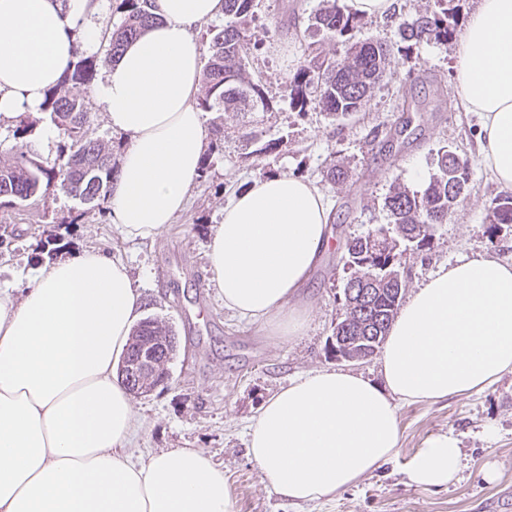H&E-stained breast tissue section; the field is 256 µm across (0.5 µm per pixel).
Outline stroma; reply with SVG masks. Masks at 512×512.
I'll return each instance as SVG.
<instances>
[{"instance_id":"35a3bbf8","label":"stroma","mask_w":512,"mask_h":512,"mask_svg":"<svg viewBox=\"0 0 512 512\" xmlns=\"http://www.w3.org/2000/svg\"><path fill=\"white\" fill-rule=\"evenodd\" d=\"M322 0H261L258 19L247 30L261 50L249 70L269 98L266 112H227L224 145L205 151L210 167L196 179L189 204L152 241L125 239L96 208L48 188L12 208L0 209V226L16 235L11 249H0V286L26 287L40 240L56 236L60 256L96 250L119 257L129 267L144 316L173 324L178 358L167 387L134 398L141 428L130 450L147 460L171 448H197L224 467L233 512H512V372L480 393L399 408L396 456L328 501L294 506L262 479L246 454L248 426L260 405L289 381L316 369L339 368L328 351L343 312L346 237L387 221L383 207L393 185L411 186L410 173L432 174L435 151L448 146L470 162L467 194L447 223L437 225L426 254L406 252L402 269L407 291H414L439 266L462 257L490 256L512 263V228L488 231L487 214L499 189L478 155V118L457 107L453 77L455 41L424 40L403 47L400 20L434 10L435 0H402L399 20L365 17L351 40H381L393 48L386 77L366 108L336 122L321 110L291 111L285 87L303 62L302 48L340 58L347 43L309 30L308 18ZM350 40V41H351ZM29 130L15 135L16 121L0 122V163L19 152L55 156L57 142H43L45 114L28 115ZM391 132V149L373 141V129ZM273 145L268 159L246 152ZM343 164L347 178L331 180ZM288 173L313 180L334 202V246L313 271L306 289L309 319L302 335L275 336L261 324L236 316L209 282L204 248L222 220L224 206L252 180ZM75 216L56 225L53 215ZM452 432L463 467L457 480L441 489L407 485L405 468L418 448L437 434Z\"/></svg>"}]
</instances>
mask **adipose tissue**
Segmentation results:
<instances>
[{"mask_svg": "<svg viewBox=\"0 0 512 512\" xmlns=\"http://www.w3.org/2000/svg\"><path fill=\"white\" fill-rule=\"evenodd\" d=\"M164 17L131 43L93 94L126 138L108 200L130 240L184 210L207 130L196 102L203 23L224 0H157ZM95 0H0V121L38 111L76 50L103 31ZM462 110L479 117L480 156L512 191V0H479L454 65ZM333 205L312 181L256 178L224 207L206 246L209 281L237 316L300 335L299 300L327 252ZM126 265L86 250L37 268L24 291L0 289V512H232L224 470L195 448L133 462L141 425L117 377L140 315ZM382 382L320 369L266 399L247 455L288 503L330 497L398 452L397 404L477 392L512 372V264L486 256L441 266L394 319ZM450 433L416 451L408 484L441 488L461 469Z\"/></svg>", "mask_w": 512, "mask_h": 512, "instance_id": "adipose-tissue-1", "label": "adipose tissue"}]
</instances>
